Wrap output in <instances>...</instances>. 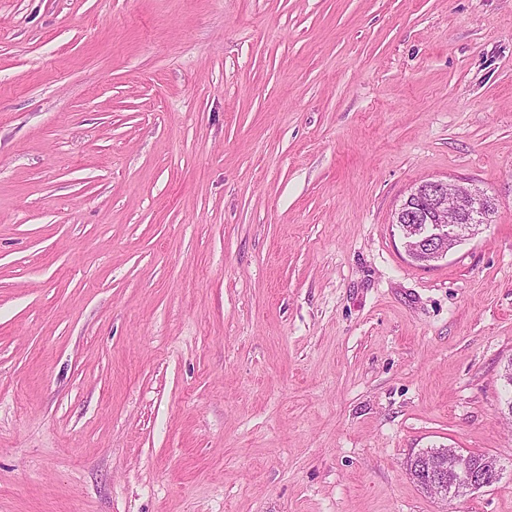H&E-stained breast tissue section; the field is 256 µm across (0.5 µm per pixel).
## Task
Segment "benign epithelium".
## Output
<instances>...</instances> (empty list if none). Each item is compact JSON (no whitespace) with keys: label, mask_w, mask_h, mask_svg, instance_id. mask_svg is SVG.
<instances>
[{"label":"benign epithelium","mask_w":512,"mask_h":512,"mask_svg":"<svg viewBox=\"0 0 512 512\" xmlns=\"http://www.w3.org/2000/svg\"><path fill=\"white\" fill-rule=\"evenodd\" d=\"M408 199H418L428 205L426 213L417 208L402 211L396 224L405 252L417 263L437 262L461 243L456 225L462 223L463 216L468 215L474 221L470 225V236L481 230L477 221L483 212L484 198L467 186L429 179L414 187ZM409 470L419 487L448 502L456 497L448 487V478H454L469 492L479 490L499 478L500 463L490 457L487 465H476L469 450L448 447L440 449L435 468L414 463L409 465Z\"/></svg>","instance_id":"1"}]
</instances>
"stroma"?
Listing matches in <instances>:
<instances>
[{
  "label": "stroma",
  "instance_id": "35a3bbf8",
  "mask_svg": "<svg viewBox=\"0 0 512 512\" xmlns=\"http://www.w3.org/2000/svg\"><path fill=\"white\" fill-rule=\"evenodd\" d=\"M511 360L512 0H0V512H512ZM450 190L453 200V215L450 220L445 216V193ZM486 198V197H485ZM418 199L428 205V212L413 208L401 212L395 224L403 241L405 252L415 262L431 264L442 260L447 254L468 237L479 233L483 224H488V216L495 208L479 192L459 183H449L440 179H429L420 182L408 195L407 201ZM472 217L469 234L459 239L456 233L457 224H465L463 216ZM474 221V222H471ZM467 223V224H469ZM472 455L482 461L489 454L472 451ZM472 455L464 448H440L439 462L434 469L417 463L410 464L408 468L419 487L448 502L457 496L448 487V477L452 476L468 492L487 487L490 482L499 478L501 468L495 457H489L487 466H481L474 464Z\"/></svg>",
  "mask_w": 512,
  "mask_h": 512
}]
</instances>
